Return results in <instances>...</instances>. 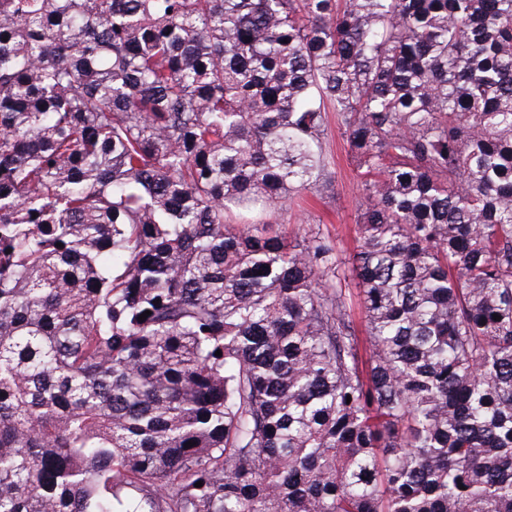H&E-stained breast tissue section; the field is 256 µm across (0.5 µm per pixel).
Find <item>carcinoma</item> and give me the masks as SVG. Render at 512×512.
<instances>
[{
    "instance_id": "obj_1",
    "label": "carcinoma",
    "mask_w": 512,
    "mask_h": 512,
    "mask_svg": "<svg viewBox=\"0 0 512 512\" xmlns=\"http://www.w3.org/2000/svg\"><path fill=\"white\" fill-rule=\"evenodd\" d=\"M0 512H512V0H0ZM328 150L334 172L327 189L305 193L288 208L272 215L271 224H283L288 233L298 225L317 228L336 245L344 258L356 246V219L362 200V188L356 163L351 157L343 127L336 112H327Z\"/></svg>"
}]
</instances>
